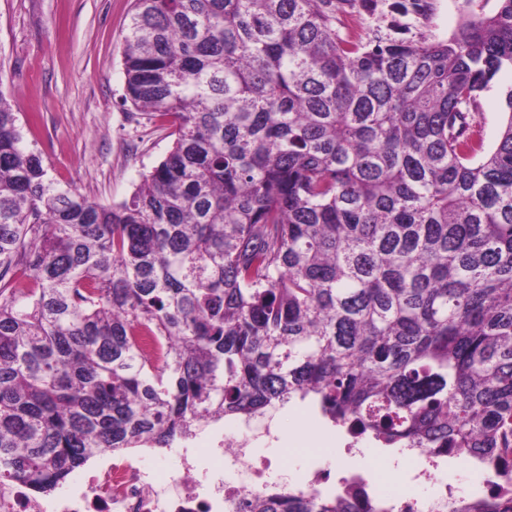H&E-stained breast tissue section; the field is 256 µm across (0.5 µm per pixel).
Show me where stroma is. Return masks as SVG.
Masks as SVG:
<instances>
[{
  "label": "stroma",
  "mask_w": 512,
  "mask_h": 512,
  "mask_svg": "<svg viewBox=\"0 0 512 512\" xmlns=\"http://www.w3.org/2000/svg\"><path fill=\"white\" fill-rule=\"evenodd\" d=\"M130 7V0H0V92L50 176L102 204L128 198L172 144L168 127L122 102ZM496 8L497 0H353L341 12L354 22L338 32L365 45L429 41ZM511 88L512 70H501L472 111L485 147L498 140ZM274 422L284 440L266 454L287 460L294 482L302 483L303 451L291 445L297 427L330 432L334 426L297 400Z\"/></svg>",
  "instance_id": "obj_1"
}]
</instances>
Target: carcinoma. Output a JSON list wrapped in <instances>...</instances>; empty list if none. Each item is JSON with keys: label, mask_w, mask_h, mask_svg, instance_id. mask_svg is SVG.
Listing matches in <instances>:
<instances>
[{"label": "carcinoma", "mask_w": 512, "mask_h": 512, "mask_svg": "<svg viewBox=\"0 0 512 512\" xmlns=\"http://www.w3.org/2000/svg\"><path fill=\"white\" fill-rule=\"evenodd\" d=\"M343 2L133 0L124 102L174 140L112 205L49 175L0 91V482L49 493L105 448L299 399L512 483V89L491 150L467 112L512 68V0L371 48Z\"/></svg>", "instance_id": "cac0c4a2"}]
</instances>
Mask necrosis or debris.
<instances>
[{
    "label": "necrosis or debris",
    "mask_w": 512,
    "mask_h": 512,
    "mask_svg": "<svg viewBox=\"0 0 512 512\" xmlns=\"http://www.w3.org/2000/svg\"><path fill=\"white\" fill-rule=\"evenodd\" d=\"M281 441L279 428L268 423L215 432L204 452L182 450L178 466L161 476L148 470L140 455L106 451L82 479L50 498L32 495L20 480L0 483V512H245L250 493L283 489L327 499L350 495L360 512H458L498 488L491 469L472 458L437 462L418 448L400 449L395 457L372 456L361 437L350 435L342 439L344 451L362 457V469L334 479L313 459L306 481L297 486L285 471L272 480L271 461L256 451ZM380 470L394 473L391 489L377 484L374 474ZM421 485L431 486V494H417Z\"/></svg>",
    "instance_id": "obj_1"
}]
</instances>
